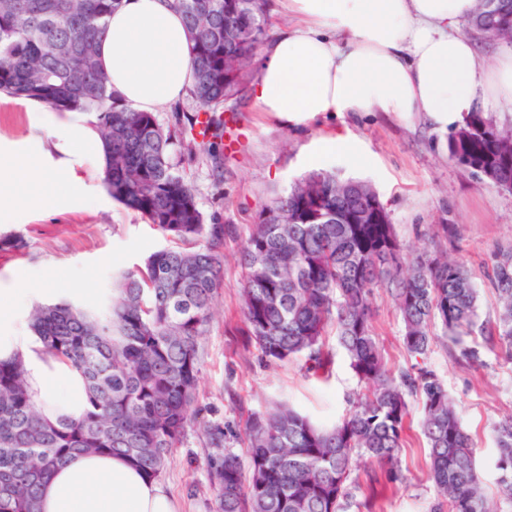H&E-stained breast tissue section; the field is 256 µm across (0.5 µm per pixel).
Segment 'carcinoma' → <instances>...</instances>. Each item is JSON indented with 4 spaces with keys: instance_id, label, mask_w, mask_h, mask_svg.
Listing matches in <instances>:
<instances>
[{
    "instance_id": "carcinoma-1",
    "label": "carcinoma",
    "mask_w": 512,
    "mask_h": 512,
    "mask_svg": "<svg viewBox=\"0 0 512 512\" xmlns=\"http://www.w3.org/2000/svg\"><path fill=\"white\" fill-rule=\"evenodd\" d=\"M0 0V94L56 110L95 116L107 159L103 183L124 208L141 214L175 242L125 272L116 295L81 310L66 301L40 304L31 328L42 350L83 380L85 410L50 420L35 404L24 359H0V512H40L41 487L72 455L108 452L159 478L184 438L207 332L223 281L222 224H205L178 155L205 151L224 164L225 104L236 100L267 36L265 0H172L189 36L199 110L183 123H160L112 91L97 44L122 0ZM478 34L512 44V0H479L470 16ZM448 156L512 191V128L473 112L448 135ZM245 271L241 325L265 360L326 364L333 334L363 391L345 417L320 427L286 405L246 424L248 464L224 446V425L202 421L206 465L217 512H383L382 491L400 484L410 409L430 457L434 512H491L477 470L476 448L443 381L427 365L392 373L372 333L375 291L389 292L403 323V345L428 354L440 324L454 360L481 364L468 344L475 332L512 360V250L491 257L499 309L479 322V295L466 267L445 251L407 255L386 207L365 181L317 170L265 206L240 250ZM498 450L500 494L512 502V414L491 428ZM368 492L360 485L359 462Z\"/></svg>"
}]
</instances>
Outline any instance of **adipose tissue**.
Here are the masks:
<instances>
[{"mask_svg":"<svg viewBox=\"0 0 512 512\" xmlns=\"http://www.w3.org/2000/svg\"><path fill=\"white\" fill-rule=\"evenodd\" d=\"M292 16L266 43L253 88L257 111L296 125L349 112L425 113L445 130L480 104L512 105V45L494 61L482 59L473 41L457 33L475 0H279ZM98 59L112 89L137 112H157L185 101L194 82L186 28L171 0H123L109 17ZM45 138L36 155L17 153L0 181V211L9 209L10 186L61 184L62 195L42 196L52 208L59 198L84 202L74 157L88 153L104 164L100 135L89 113L46 123L45 107L26 106ZM24 357L35 400L49 418L79 417L84 386L78 373L41 350L33 336H0V358ZM41 512H176L161 484L126 458L75 456L44 486Z\"/></svg>","mask_w":512,"mask_h":512,"instance_id":"obj_1","label":"adipose tissue"}]
</instances>
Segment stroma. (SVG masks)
Listing matches in <instances>:
<instances>
[{
  "label": "stroma",
  "mask_w": 512,
  "mask_h": 512,
  "mask_svg": "<svg viewBox=\"0 0 512 512\" xmlns=\"http://www.w3.org/2000/svg\"><path fill=\"white\" fill-rule=\"evenodd\" d=\"M238 144L224 158V172L213 175L202 157L184 156L180 173L193 188L205 223L232 229L224 240V277L214 316L201 340L199 393L191 411L196 424L173 451V461L159 482L178 502L181 512H214L206 457L209 447L198 429L201 421H217L228 429L225 445L246 455L245 423L249 414L284 404L318 425L331 426L345 415L359 392L335 336H328L329 366L322 376L305 371L301 361L270 365L246 337L232 335L240 321L244 285L239 250L249 237L263 206L288 191L313 170H331L343 178L368 182L384 203L398 239L420 249L440 236V227L454 225L453 256L464 262L479 290L481 322L494 321L497 295L488 274L492 255L512 248V191L451 160L448 134L422 115L361 112L325 116L291 131L266 113L255 111L251 89H244L237 107ZM33 117L16 101H0V156L15 148H35ZM355 141L356 154L322 153L324 138ZM74 169L86 186L88 204L45 209L33 197L0 214V336L13 335L29 322L12 290L18 272L42 287L37 303L66 299L95 307L115 290L119 276L142 265L170 241L140 214L112 200L101 185L94 163L77 157ZM80 291H73V284ZM373 333L392 371L414 362L404 348L402 324L386 291L374 297ZM482 359L470 367L454 361L448 341L435 334L427 364L442 379L462 422L476 444L477 467L492 512H512V502L498 492L494 466L497 449L491 427L512 413V361L489 349L482 336L470 338ZM410 418L400 468L405 482L390 490L384 512H432L436 494L429 478L430 460L419 421L422 404L410 398Z\"/></svg>",
  "instance_id": "stroma-1"
}]
</instances>
